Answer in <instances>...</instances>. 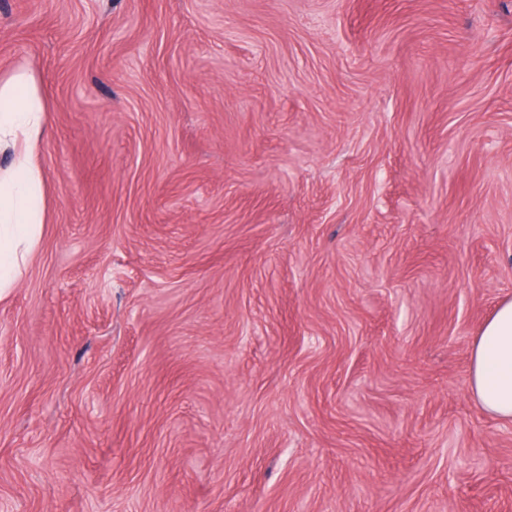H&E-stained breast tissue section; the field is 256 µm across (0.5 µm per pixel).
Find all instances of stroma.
I'll return each instance as SVG.
<instances>
[{"mask_svg": "<svg viewBox=\"0 0 512 512\" xmlns=\"http://www.w3.org/2000/svg\"><path fill=\"white\" fill-rule=\"evenodd\" d=\"M21 66L0 512H512V0H0ZM46 112L32 74L1 78L0 152H8L11 162L0 171V296L22 275L45 223L44 183L34 155ZM469 391L484 412L512 421V299L499 303L471 349Z\"/></svg>", "mask_w": 512, "mask_h": 512, "instance_id": "obj_1", "label": "stroma"}]
</instances>
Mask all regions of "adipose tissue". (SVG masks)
I'll return each instance as SVG.
<instances>
[{"label":"adipose tissue","instance_id":"obj_1","mask_svg":"<svg viewBox=\"0 0 512 512\" xmlns=\"http://www.w3.org/2000/svg\"><path fill=\"white\" fill-rule=\"evenodd\" d=\"M36 78L14 72L0 81V293L14 287L45 222L44 183L34 155L46 128ZM469 391L484 412L512 421V299L499 303L471 349Z\"/></svg>","mask_w":512,"mask_h":512}]
</instances>
